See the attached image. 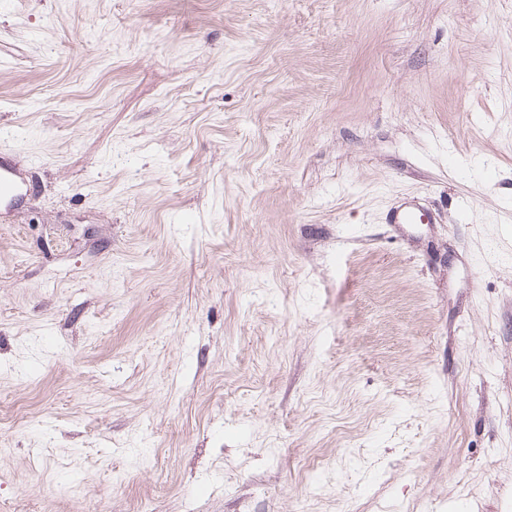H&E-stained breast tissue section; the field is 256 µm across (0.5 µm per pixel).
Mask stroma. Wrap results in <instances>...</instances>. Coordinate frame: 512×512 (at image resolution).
<instances>
[{"instance_id":"stroma-1","label":"stroma","mask_w":512,"mask_h":512,"mask_svg":"<svg viewBox=\"0 0 512 512\" xmlns=\"http://www.w3.org/2000/svg\"><path fill=\"white\" fill-rule=\"evenodd\" d=\"M0 151V512H512V0H0ZM27 193L28 188L15 179L14 167L0 164V205L17 203ZM432 216L416 208L396 207L389 219L390 224H429Z\"/></svg>"}]
</instances>
